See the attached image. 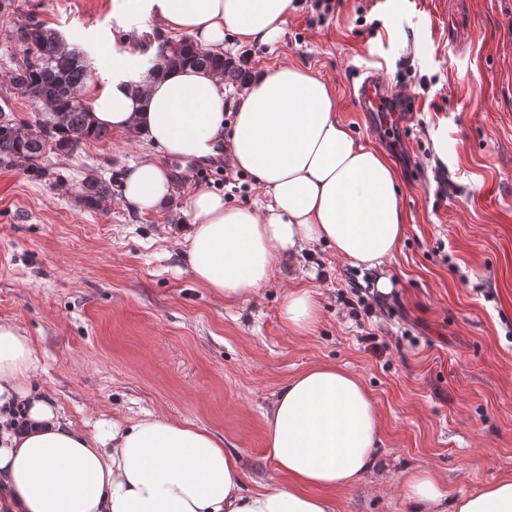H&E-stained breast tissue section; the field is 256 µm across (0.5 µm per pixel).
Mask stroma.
I'll list each match as a JSON object with an SVG mask.
<instances>
[{
    "label": "stroma",
    "instance_id": "1",
    "mask_svg": "<svg viewBox=\"0 0 512 512\" xmlns=\"http://www.w3.org/2000/svg\"><path fill=\"white\" fill-rule=\"evenodd\" d=\"M113 0H14L0 15V83L20 56L14 19L32 14L93 61L108 44L134 56L146 16ZM512 0H298L273 45L237 46L248 74L298 63L328 81L339 119L387 153L399 176L404 238L380 270L318 245L274 265L259 297L227 302L201 287L171 243V209L119 201L86 209L87 171L113 190L143 152L110 135L51 154L45 181L0 168V321L29 336L32 382L76 429L149 411L207 428L239 456L247 488L271 474L264 414L280 388L321 363L356 372L382 418L377 469L336 494L335 512H410L400 477L438 473L448 497L512 477ZM388 77L407 125L377 137L353 91ZM386 276L364 324L343 305ZM305 284L320 300L314 332H288L281 307Z\"/></svg>",
    "mask_w": 512,
    "mask_h": 512
}]
</instances>
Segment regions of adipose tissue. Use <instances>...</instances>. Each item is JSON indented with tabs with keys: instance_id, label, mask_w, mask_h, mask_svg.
Masks as SVG:
<instances>
[{
	"instance_id": "1",
	"label": "adipose tissue",
	"mask_w": 512,
	"mask_h": 512,
	"mask_svg": "<svg viewBox=\"0 0 512 512\" xmlns=\"http://www.w3.org/2000/svg\"><path fill=\"white\" fill-rule=\"evenodd\" d=\"M125 14H147L162 34L223 49L279 42L294 0H121ZM135 58L109 48L96 65L111 81L92 101L96 126L138 131L149 152L123 177L122 195L139 214L155 213L172 192L168 169L152 154L215 156L250 174L265 204L230 207L197 185L189 222L173 243L192 278L232 301L266 288L277 259L325 244L352 265L375 269L399 249L406 217L391 162L340 122L330 84L296 64L264 69L236 97L219 74L187 65L160 79L135 76ZM232 127H225L226 116ZM281 316L309 335L319 321L313 289H289ZM28 336L0 322V512H333V493L376 466L378 405L355 372L310 366L288 381L265 412L273 478L246 489L239 458L222 438L152 412L113 421L109 430L74 428L54 401L31 385L37 366ZM24 407L27 430L10 427ZM416 512H512V478L447 499L429 469L402 478Z\"/></svg>"
}]
</instances>
